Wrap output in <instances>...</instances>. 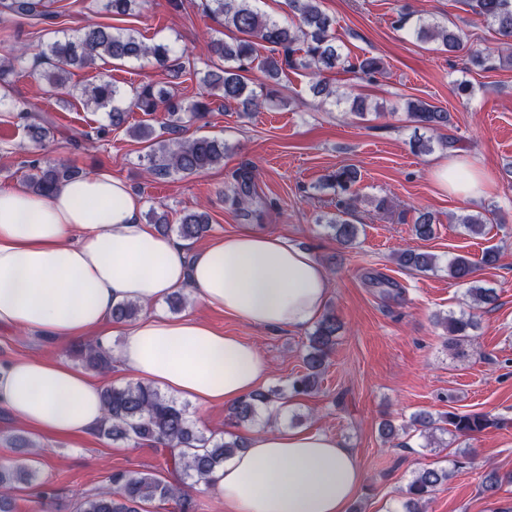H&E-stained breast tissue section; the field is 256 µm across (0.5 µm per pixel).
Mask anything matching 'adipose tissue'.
Instances as JSON below:
<instances>
[{
	"label": "adipose tissue",
	"mask_w": 512,
	"mask_h": 512,
	"mask_svg": "<svg viewBox=\"0 0 512 512\" xmlns=\"http://www.w3.org/2000/svg\"><path fill=\"white\" fill-rule=\"evenodd\" d=\"M435 176L462 197L485 194L482 172L455 159ZM142 203L107 171L79 175L37 195L0 189V326L57 341L122 334L128 379L209 407L262 386L269 365L258 349L192 317H170L158 302L187 293L196 304L265 328L302 329L323 312L325 267L279 235L244 227L187 248L140 216ZM137 302L131 324L112 309ZM102 385L61 361L23 356L0 367V409L50 435L94 433L103 420ZM363 483L354 449L336 437L274 428L252 432L245 448L205 486L224 512H348Z\"/></svg>",
	"instance_id": "1"
}]
</instances>
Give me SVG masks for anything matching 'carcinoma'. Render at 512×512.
I'll use <instances>...</instances> for the list:
<instances>
[{
  "mask_svg": "<svg viewBox=\"0 0 512 512\" xmlns=\"http://www.w3.org/2000/svg\"><path fill=\"white\" fill-rule=\"evenodd\" d=\"M321 0H287L291 20H276L264 17L252 7V0H205L204 10L216 17L224 18V24L234 28L240 37L228 42L222 38L210 40V52L224 65H217L205 72L201 82L207 87V95L188 104L177 99L164 86L145 83L124 95L110 81H102L91 87L77 89L69 85L70 68L88 67L97 61L124 62L151 57L167 75L179 77L186 70L188 57L185 52L169 44L148 45L131 30L107 26L98 22L86 24L73 38L64 42L56 40L40 51L46 67L36 70V81L46 83L60 95L78 94L84 106L93 111H104L108 126L113 130L126 129L135 140L146 144L148 149V173L164 179L173 174H195L207 171L224 161V140L199 136L183 138L186 124L206 119L213 112V100L224 101V108L242 106L245 110L260 106L259 96L249 87L243 72L253 61L256 41L271 46V53L259 62V68L267 81L277 82L284 67L307 69L318 77L312 84L313 94L322 102L333 101L346 104L348 111L363 116L368 112H379L361 94H340L329 83L320 78L325 69L343 66L365 76L382 70L381 62L372 57L357 64L351 63L336 44L330 31V22L320 8ZM136 0H106L104 9L114 16L131 14ZM469 6L479 19L493 28L501 39L512 44V0H469ZM0 7L20 16L41 19L57 18L61 13L47 10L45 0H0ZM415 21L414 32L418 40L434 41L442 51L455 53L465 49V36L457 26L430 22L417 14L413 6L405 3L398 11V23L405 25ZM29 48L13 50L0 58V87L7 85V75L14 72L28 55ZM12 109L28 120L26 128L31 140L45 146L47 138L54 135V127L48 117L39 113L37 104L26 100H13ZM140 112L145 119L134 126H127L129 113ZM163 113L157 121L156 113ZM406 116L415 125L436 130L450 123L447 110L422 100L406 102ZM169 134L164 139L156 135L155 123ZM31 173L27 186L35 194H46L66 179L80 174V170L65 161L45 164L35 159L29 162ZM358 172L343 166L325 178V186L345 195L337 204V211L325 215L318 222L332 228L336 239L348 245L356 240L359 226L350 221L356 211V198L350 189L357 182ZM253 184L248 174L236 178L224 194V200L237 210H244L252 200ZM149 223L158 233L168 236L174 232L184 240L201 237L209 228V218L204 212L185 213L179 224L172 225L168 214L156 208L147 214ZM434 216L420 212L413 221V233L421 240L435 234ZM398 264L419 272L432 271L437 267V256L414 249L397 255ZM474 264L466 257L457 255L448 260V275L466 285V294L474 305L489 304L495 300V291L476 284L473 280ZM142 311V305L128 302L112 310V318L119 322L132 321ZM449 334L448 344L458 348L471 338L475 328L474 316L439 317ZM340 322L335 314L328 312L315 326L303 357L305 372L292 382L293 392L309 394L318 386L329 352L336 344ZM84 366L107 371L112 368V353L96 341H90L71 351ZM273 393L257 391L235 403L228 409V420L235 426L255 420L258 408L272 402ZM104 420L98 435L108 439L148 442L165 455L166 467L199 485L206 482L208 474L224 464V460L245 447L240 437L207 436L199 431L187 416L186 409L175 398L166 396L150 385L130 383L123 387H106L102 391ZM442 422L441 431L451 429L462 437H471L490 425L485 414H459L448 411L438 418L428 412H419L413 422L418 426L425 447L436 444V423ZM448 470L424 468L420 470L405 491L402 512H422L429 495L448 480ZM35 471L25 463L11 459L0 460V512H14V493L24 484H31ZM112 488L80 497L76 512H142L143 505L151 502L173 501L178 505L175 512H199V504L179 483H171L152 472L112 475Z\"/></svg>",
  "mask_w": 512,
  "mask_h": 512,
  "instance_id": "carcinoma-1",
  "label": "carcinoma"
}]
</instances>
